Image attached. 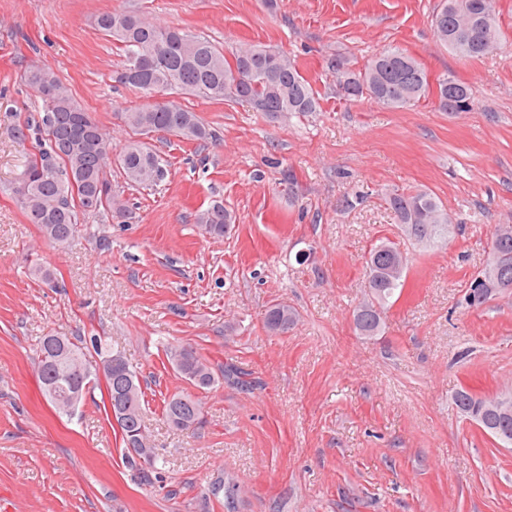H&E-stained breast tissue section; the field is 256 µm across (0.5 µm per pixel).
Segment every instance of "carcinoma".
Instances as JSON below:
<instances>
[{
	"instance_id": "carcinoma-1",
	"label": "carcinoma",
	"mask_w": 512,
	"mask_h": 512,
	"mask_svg": "<svg viewBox=\"0 0 512 512\" xmlns=\"http://www.w3.org/2000/svg\"><path fill=\"white\" fill-rule=\"evenodd\" d=\"M437 40L462 59H480L484 41L495 45L502 41L493 0H440L431 17ZM96 28L118 43L126 57V66L116 72L115 82L142 91L181 89L205 101L247 102L256 111L271 118L285 112L306 115L321 108L320 97L295 61L267 46L240 44L226 52L208 38L188 29L160 26L127 10L101 13ZM329 72L336 76L339 96L346 101L369 98L390 108H406L434 96L442 112H468L474 97L468 86L448 76L430 85L421 63L400 47H389L361 69L352 67L343 55L327 60ZM26 82L41 102L42 127L47 145L28 161L15 192L30 223L38 225L43 237L62 247L76 234L81 220L112 208V187L106 166L112 154V142L99 123L77 107L55 73L34 66L26 73ZM455 94L448 96V85ZM55 121L47 128L46 113ZM129 131L116 163L124 182L130 187L150 188L167 176V162L143 138L167 133L199 144L213 133L197 113L167 103L148 102L120 114ZM386 202L400 224L407 241L433 245L448 237L452 224L448 212L432 194L420 190L390 193ZM196 223L204 235L222 237L235 224V216L214 200L196 214ZM397 253H406L401 241L381 238L370 248L365 261L367 299L353 309L357 333L367 330L376 336L382 328V310L405 285L406 276L387 271ZM512 286V234L499 241L497 252L487 267L470 281L463 303L477 310L496 294L500 286ZM296 321L295 311L279 302L269 306L265 325L272 333L284 334ZM176 345L165 347V355L179 375L197 389H209L216 382L212 367L194 349L175 361ZM37 378L46 402L59 413L61 403L73 391L86 397L92 385V371L78 378H63L57 367L51 337H43L36 349ZM108 400L120 390L139 411L144 398L136 371L124 363V375L116 379L103 373ZM191 394L176 392L163 401L165 421L177 429L203 423L200 400L195 407L181 403ZM485 398L461 387L454 395L456 407L495 442L512 446V414H499L484 405ZM127 465L147 477L160 473L159 454L147 446L144 418L119 428Z\"/></svg>"
}]
</instances>
